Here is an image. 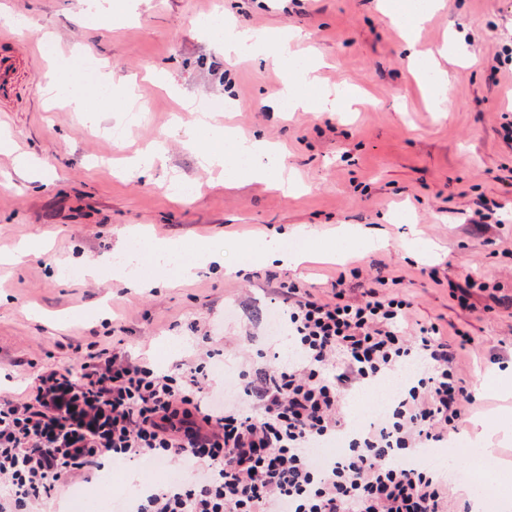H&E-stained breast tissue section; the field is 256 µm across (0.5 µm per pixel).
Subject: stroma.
<instances>
[{"mask_svg":"<svg viewBox=\"0 0 512 512\" xmlns=\"http://www.w3.org/2000/svg\"><path fill=\"white\" fill-rule=\"evenodd\" d=\"M23 16L25 29L0 24V37L22 46L20 92L0 112V394L17 397L39 370L74 368L89 346L124 340L133 358L161 370L193 357L194 322L210 320L224 344L225 375L245 355L287 360L284 328L268 324L282 302L275 279L327 296L340 272L360 267L401 277L413 317L444 333L475 339L463 354L476 395L463 436L482 435L499 457L493 482L512 474V0H439L415 35L386 16L379 0H142L132 19L91 23L85 0H0ZM222 12L236 31L294 34L292 50L315 63L299 87L287 66L266 56L226 55L202 31L200 17ZM448 77L451 102L434 110L426 78L410 52ZM94 86L81 63L135 87V112L84 121L44 86L53 63ZM341 93L336 111L281 109L278 94ZM194 109H183L184 101ZM189 124L230 126L243 139L277 148L297 184H271L207 168L184 134ZM124 129L123 139L111 136ZM162 159L146 176L129 168L139 155ZM34 159L39 180L24 181L15 160ZM193 183L178 199L173 188ZM497 209L500 228L486 245L468 220L477 202ZM158 240L204 241L220 251L184 275L143 261L144 285L133 288L112 261L129 231ZM372 228L381 248H351L291 269L244 259L241 243L286 233L288 247L334 245L340 227ZM48 245L6 263L33 235ZM94 273H86L85 258ZM440 272L439 281L427 276ZM473 279L475 307L450 296L449 282ZM500 355L490 363V355Z\"/></svg>","mask_w":512,"mask_h":512,"instance_id":"obj_1","label":"stroma"}]
</instances>
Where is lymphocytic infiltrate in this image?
<instances>
[{
    "mask_svg": "<svg viewBox=\"0 0 512 512\" xmlns=\"http://www.w3.org/2000/svg\"><path fill=\"white\" fill-rule=\"evenodd\" d=\"M338 277L330 298L291 280L276 284L297 360L253 358L241 393L215 402L207 347L170 372L116 346L89 352L77 371L41 370L20 398L0 397V512H41L79 480L117 459L200 464L190 481L135 498L129 512H453L447 481L404 464L458 431L475 397L460 369L467 331H408L413 308L394 278L366 283L360 299ZM425 370L368 429L349 431L354 389L401 370ZM350 434L340 454L322 448Z\"/></svg>",
    "mask_w": 512,
    "mask_h": 512,
    "instance_id": "1",
    "label": "lymphocytic infiltrate"
}]
</instances>
